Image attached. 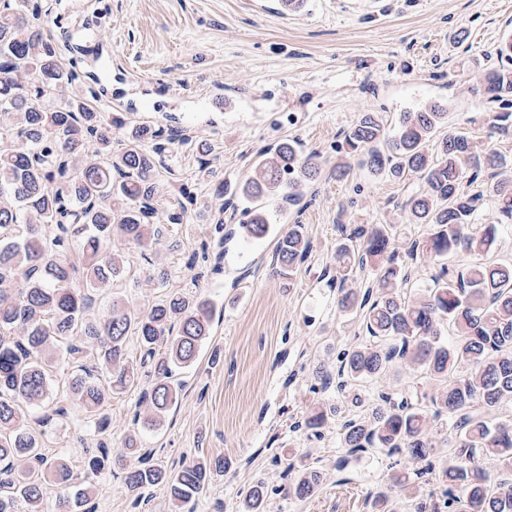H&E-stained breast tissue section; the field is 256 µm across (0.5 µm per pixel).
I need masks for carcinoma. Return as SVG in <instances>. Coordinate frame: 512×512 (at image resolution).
Here are the masks:
<instances>
[{
    "label": "carcinoma",
    "instance_id": "carcinoma-1",
    "mask_svg": "<svg viewBox=\"0 0 512 512\" xmlns=\"http://www.w3.org/2000/svg\"><path fill=\"white\" fill-rule=\"evenodd\" d=\"M38 13L32 0L0 3V488H7L0 491V512H42L53 491L57 512H93L87 494L70 497L78 473L69 460L47 457L42 435L29 425L32 411L50 398L52 372L72 370L69 391L103 435L109 423L101 408L138 378L127 356V339L136 337L151 377L145 392L151 412L142 423L156 428L177 400L175 370L196 361L217 307L176 288L138 313L112 296L130 267L126 246L151 261L149 248L189 219L196 196L157 178L161 147L144 143L161 132L139 127L112 150L120 118L76 95L73 62L51 31L34 22ZM482 90L499 105L484 117L488 128L512 130V68L487 71ZM446 112L437 103L402 112L387 141L378 114L365 112L345 136L351 149L365 152L371 172L420 175L424 185L408 198L406 219L429 226L400 262L390 225H338L336 308L360 316L365 336L336 355V373L316 370L311 391L333 389L354 411L321 404L295 424L317 436L329 415L339 417L338 472L369 454L403 459L373 494V512H391L394 496L415 512H512V412H503L512 404V261H487L502 225L476 223L482 194L463 187L481 171L506 166L507 157L464 132L434 141ZM318 172L317 157L301 156L295 141L267 148L242 187L251 202L243 235L261 236L269 224L257 201L279 200L285 209ZM487 193L500 220H512V179L489 185ZM310 252L301 225H288L275 246L272 275L292 277ZM459 253L475 261L450 275L448 260ZM422 262L440 272L411 293L413 264ZM95 292L109 296L107 315L90 321L85 312ZM395 367L408 373L404 384L383 385L368 400L353 392ZM418 378L439 386L427 394ZM127 448L131 460L114 459L101 439L84 472L117 468L135 499L161 487L178 512L230 465L216 456L171 471L138 453L134 439ZM487 456L496 458L501 475L489 474ZM282 480L285 495L303 501L318 490L321 473L302 459ZM266 494L264 483H252L242 512H263Z\"/></svg>",
    "mask_w": 512,
    "mask_h": 512
}]
</instances>
